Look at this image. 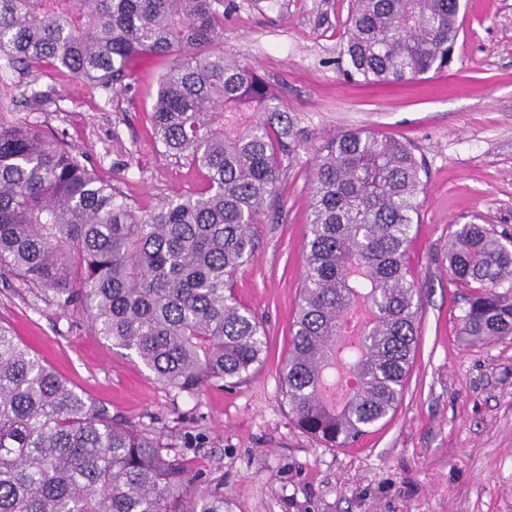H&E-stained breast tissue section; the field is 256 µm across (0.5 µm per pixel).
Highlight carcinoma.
<instances>
[{
    "instance_id": "obj_1",
    "label": "carcinoma",
    "mask_w": 512,
    "mask_h": 512,
    "mask_svg": "<svg viewBox=\"0 0 512 512\" xmlns=\"http://www.w3.org/2000/svg\"><path fill=\"white\" fill-rule=\"evenodd\" d=\"M225 0H0V56L125 91L130 59L173 61L151 96L162 153L204 186L149 212L79 155L0 120V276L134 354L178 394L247 379L265 359L262 323L233 293L255 225L309 150L296 114L249 64L211 49ZM457 0H353L338 70L368 83L448 68ZM426 169L411 144L372 132L314 149L309 234L288 356L293 421L348 448L401 400L420 301L408 251ZM453 281L470 289L460 322L473 338L512 336V240L481 224L448 239ZM365 313L358 343L342 342ZM160 439L89 404L0 325V512H229L195 492L199 474Z\"/></svg>"
}]
</instances>
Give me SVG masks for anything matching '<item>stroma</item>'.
<instances>
[{"label": "stroma", "instance_id": "stroma-1", "mask_svg": "<svg viewBox=\"0 0 512 512\" xmlns=\"http://www.w3.org/2000/svg\"><path fill=\"white\" fill-rule=\"evenodd\" d=\"M463 2L448 70L407 85L340 74L350 0H235L217 40L300 115L310 144L378 131L411 143L428 170L408 253L421 300L415 357L392 418L355 447H326L296 426L280 376L303 272V167L285 176L275 212L256 227V254L234 280L267 334L266 359L243 382L175 394L95 336L81 311L59 315L9 276L0 277V324L87 401L159 436L199 473L198 492L223 493L231 512H512V336L461 335L468 291L444 259L455 225L512 236V0ZM162 66L154 55L136 58L130 90L117 95L0 60V118L82 152L148 212L204 183L151 136L149 96Z\"/></svg>", "mask_w": 512, "mask_h": 512}]
</instances>
